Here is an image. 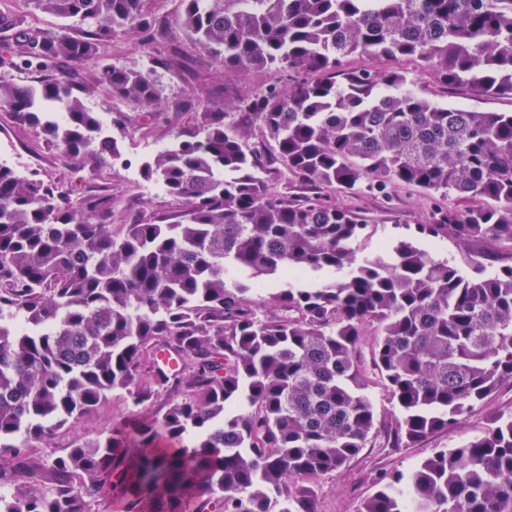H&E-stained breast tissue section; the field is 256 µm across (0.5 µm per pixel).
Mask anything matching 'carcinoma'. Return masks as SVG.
Returning a JSON list of instances; mask_svg holds the SVG:
<instances>
[{
    "label": "carcinoma",
    "instance_id": "cac0c4a2",
    "mask_svg": "<svg viewBox=\"0 0 512 512\" xmlns=\"http://www.w3.org/2000/svg\"><path fill=\"white\" fill-rule=\"evenodd\" d=\"M63 20L48 30L0 10V109L72 159L121 158L85 101L105 90L147 112L163 85L100 63L136 31L164 41L163 0H22ZM178 23L224 71L303 80L251 91L144 165L186 209L114 232L109 199L77 197L0 163V512H317L305 483L379 437L417 445L512 385V264L486 273L410 239L358 257L369 219L336 188L406 185L455 204L418 227L432 238L512 244V112L451 108L409 88L413 60L446 88L512 97V0H181ZM78 28L81 34L73 29ZM352 56L370 64L345 65ZM18 70L43 76L15 81ZM268 154L250 146L255 130ZM281 163L297 186L267 179ZM295 280L260 309L246 281ZM399 415L377 429L359 364ZM113 393L137 413L64 455L31 460ZM27 442L16 444L19 436ZM360 512H512V414L457 448L385 478Z\"/></svg>",
    "mask_w": 512,
    "mask_h": 512
}]
</instances>
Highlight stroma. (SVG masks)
<instances>
[{
    "mask_svg": "<svg viewBox=\"0 0 512 512\" xmlns=\"http://www.w3.org/2000/svg\"><path fill=\"white\" fill-rule=\"evenodd\" d=\"M179 0H166L167 39L182 49L179 64L159 68L163 84V103L151 117H144L141 108L120 101L103 92L87 101L99 115L121 116L123 131L119 133L121 161L94 169L78 166L66 157L59 146L46 141L39 128L17 122L12 113L0 112V153L9 161L36 158L43 181L77 187L83 194L109 197L112 206V228L136 220H155L180 214L182 199L156 191L143 178L140 168L151 160L162 142L172 141L196 123L194 111L182 108L183 100L193 98L208 104L214 111L224 109L225 102L256 87L283 86L287 77L277 71L264 72L245 79L225 75L223 67L206 50L194 46L177 25ZM415 85L436 101L457 102L464 107L490 112H512V99L477 97L468 89L451 90L437 86L423 71H415ZM337 203L365 212L373 219L358 241L360 255L375 253L382 245L399 238L415 240L433 256L453 259L466 267L475 259L478 249L460 246L447 238L418 235L417 225L427 223L433 200L420 190L390 188L388 196L373 195L360 190L337 193ZM512 413V388L503 387L486 406L477 407L469 420L450 432H442L417 446L391 448L372 444L360 450L343 468L312 482L311 492L318 512H360L363 502L380 487L382 478L395 472H407L415 464L439 448H455L480 434L495 413ZM132 409L122 395L111 394L95 413L78 424L57 428L48 444L49 450L68 447L79 437L93 438L105 433L112 424L128 419Z\"/></svg>",
    "mask_w": 512,
    "mask_h": 512,
    "instance_id": "1",
    "label": "stroma"
}]
</instances>
